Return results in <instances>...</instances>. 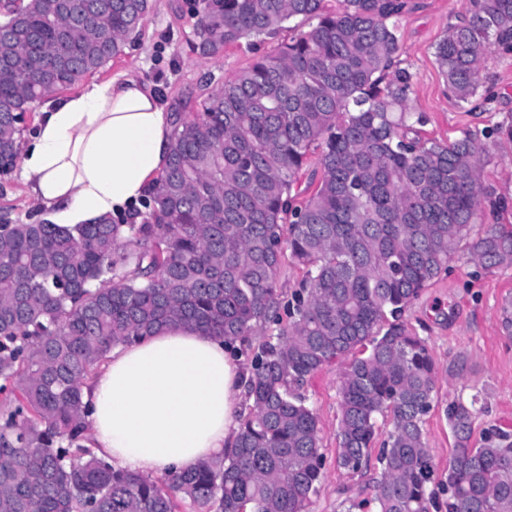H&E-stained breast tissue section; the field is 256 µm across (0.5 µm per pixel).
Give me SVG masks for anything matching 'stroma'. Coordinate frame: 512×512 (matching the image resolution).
<instances>
[{"label": "stroma", "instance_id": "35a3bbf8", "mask_svg": "<svg viewBox=\"0 0 512 512\" xmlns=\"http://www.w3.org/2000/svg\"><path fill=\"white\" fill-rule=\"evenodd\" d=\"M405 3L400 65L413 75V109L429 118L423 137L444 142L464 129L481 132L497 124L511 126L512 55L491 52L482 61L479 94L491 99L485 112L462 107L449 97L436 63V43L465 14L468 0ZM193 24L185 0H152L141 31L129 38L122 55L93 73V81L126 72L154 84L166 111L193 114L225 80L291 36L286 30L261 42L245 40L218 57L203 58L190 49ZM486 147L484 184L489 202L475 226L479 233L494 224L512 225V142L493 137ZM42 217L19 169L0 173V223H36ZM508 302L512 303V264L486 268L463 249L403 317L408 328L428 342L440 370L442 400L478 397L474 427L479 433L493 426L512 431V337L503 327ZM342 370L338 362L323 366L304 386L319 417L325 455L323 478L310 512H337L344 497L378 475L374 469L351 474L336 466Z\"/></svg>", "mask_w": 512, "mask_h": 512}]
</instances>
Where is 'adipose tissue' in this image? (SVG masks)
Returning a JSON list of instances; mask_svg holds the SVG:
<instances>
[{"mask_svg": "<svg viewBox=\"0 0 512 512\" xmlns=\"http://www.w3.org/2000/svg\"><path fill=\"white\" fill-rule=\"evenodd\" d=\"M172 143L155 86L122 73L42 109L22 148V177L53 223L123 220L142 209ZM246 396L231 344L163 327L114 348L84 385L87 445L132 472L190 470L233 450Z\"/></svg>", "mask_w": 512, "mask_h": 512, "instance_id": "adipose-tissue-1", "label": "adipose tissue"}]
</instances>
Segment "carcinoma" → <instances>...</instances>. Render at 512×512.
<instances>
[{
	"label": "carcinoma",
	"instance_id": "carcinoma-1",
	"mask_svg": "<svg viewBox=\"0 0 512 512\" xmlns=\"http://www.w3.org/2000/svg\"><path fill=\"white\" fill-rule=\"evenodd\" d=\"M150 0H7L0 21V168L17 157V114L123 53ZM194 52L216 57L300 20L188 117L137 224H8L0 230V512H308L324 466L317 414L301 392L346 362L336 465L370 466L371 498L340 512H512V433L473 444L478 397L444 407L454 452L441 476L425 417L439 368L407 308L465 245L486 267L512 262V228L472 231L485 199V143L423 139L401 54L404 0H194ZM512 54V0H470L435 45L449 94L470 106L486 53ZM316 167L307 171L309 158ZM309 176L311 194L301 190ZM302 270L284 299L285 265ZM288 323L281 324L279 310ZM234 451L163 480L115 468L82 445L81 388L112 348L162 326L248 341ZM448 493L441 502L439 492Z\"/></svg>",
	"mask_w": 512,
	"mask_h": 512
}]
</instances>
